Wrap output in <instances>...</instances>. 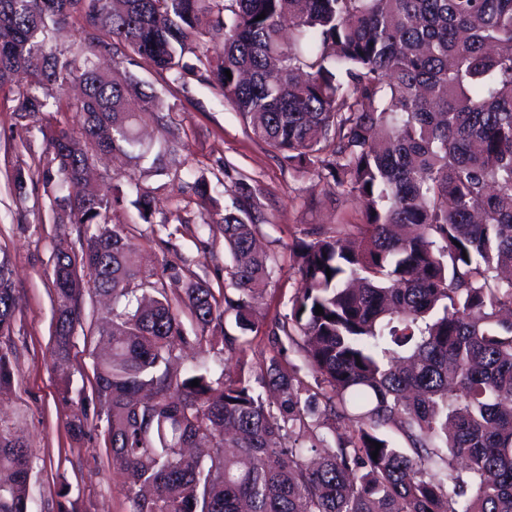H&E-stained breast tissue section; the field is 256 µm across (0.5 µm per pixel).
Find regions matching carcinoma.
Wrapping results in <instances>:
<instances>
[{
	"label": "carcinoma",
	"mask_w": 512,
	"mask_h": 512,
	"mask_svg": "<svg viewBox=\"0 0 512 512\" xmlns=\"http://www.w3.org/2000/svg\"><path fill=\"white\" fill-rule=\"evenodd\" d=\"M74 21L78 49L54 45ZM102 56L218 87L312 188L358 201L356 223L290 247L305 287L269 336L300 363L171 370L180 343L245 351L276 259L256 247L262 203L239 179L208 225L231 259L223 288L140 269L118 212L168 217L138 178L103 192L89 175L98 153L140 165L139 127L171 128L173 106L126 68L102 72ZM74 79L82 97L57 98ZM5 87L17 119L47 115L44 189L77 188L54 197L82 236L52 270L65 399L85 296H112L94 423L69 429L103 431L129 512H512V0H0ZM191 189L213 200L205 175ZM16 309L3 259L1 338ZM12 358L0 348V392ZM30 477L29 449L0 425V512H27Z\"/></svg>",
	"instance_id": "obj_1"
}]
</instances>
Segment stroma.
<instances>
[{
    "mask_svg": "<svg viewBox=\"0 0 512 512\" xmlns=\"http://www.w3.org/2000/svg\"><path fill=\"white\" fill-rule=\"evenodd\" d=\"M135 73L174 106L175 133L151 124L144 128L143 139L154 148L168 146L179 175L143 179L155 190L157 210L175 230L170 242L150 235L132 208L121 215L131 225L130 242L144 269L155 276H165L171 267H186L212 287L222 286L229 261L224 239L210 237L209 248H200L197 232L209 221L210 208L188 184L198 174L227 185L238 175L250 177L264 204L260 238L277 256L278 264L260 305L246 357L258 363L276 355L278 349L268 331L287 313L289 297L302 286L290 267V246L307 230L354 222L357 204L310 196L308 179L254 139L246 121L225 104L217 88L193 79L182 88L146 67L136 68ZM10 107L0 91V259L7 260L11 270L21 327L19 333L0 338V347L17 352L12 386L0 393V425L8 427L32 454L28 512H56L59 500L71 503L77 512H128V484L108 464L103 432L77 437L68 428L73 415L94 413L93 352L98 337L92 327L105 309L96 297L86 298L83 325L73 339L69 386L61 388L52 359L51 272L56 251L78 247L79 240L73 224L60 222L44 191L43 115L32 116L19 126ZM19 168L29 175L21 193L13 185V174Z\"/></svg>",
    "mask_w": 512,
    "mask_h": 512,
    "instance_id": "stroma-1",
    "label": "stroma"
}]
</instances>
